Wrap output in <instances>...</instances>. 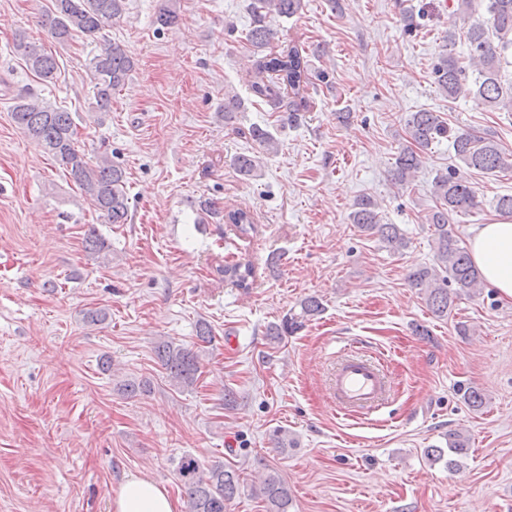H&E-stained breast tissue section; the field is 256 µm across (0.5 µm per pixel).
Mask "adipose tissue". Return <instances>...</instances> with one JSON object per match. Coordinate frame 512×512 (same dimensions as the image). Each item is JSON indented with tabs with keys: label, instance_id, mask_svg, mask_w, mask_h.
Listing matches in <instances>:
<instances>
[{
	"label": "adipose tissue",
	"instance_id": "1",
	"mask_svg": "<svg viewBox=\"0 0 512 512\" xmlns=\"http://www.w3.org/2000/svg\"><path fill=\"white\" fill-rule=\"evenodd\" d=\"M475 266L503 299H512V222L485 224L468 241ZM113 512H175L167 489L147 475L132 474L112 498Z\"/></svg>",
	"mask_w": 512,
	"mask_h": 512
}]
</instances>
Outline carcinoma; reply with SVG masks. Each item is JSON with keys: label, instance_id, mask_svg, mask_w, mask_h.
Listing matches in <instances>:
<instances>
[{"label": "carcinoma", "instance_id": "obj_1", "mask_svg": "<svg viewBox=\"0 0 512 512\" xmlns=\"http://www.w3.org/2000/svg\"><path fill=\"white\" fill-rule=\"evenodd\" d=\"M484 2L486 19L470 25L466 32L468 65H463L449 52L439 54L433 69L435 84L451 99L475 95L492 111L512 112V85L502 84L500 77L501 58L512 50V0ZM302 7L303 0H253V22L246 34V41L254 49L251 91L288 113L290 118L304 107L306 57L296 46L275 53H268L266 49L276 35L273 20L293 17ZM125 9L126 0H53L52 9L41 17L40 26L61 46L76 37L96 42L102 38L105 26L124 16ZM156 21L162 28L179 25V14L169 0H161ZM14 48L36 78L45 82L54 79L58 65L43 44L19 32ZM133 67L134 61L118 44L106 43L100 53L93 56L89 72L96 111H112V93L125 85ZM11 118L67 173L105 223H127L129 197L125 190V172L107 154L96 163H89L75 145L72 113L28 94L17 98ZM406 133V145L397 152L392 169V180L399 186L410 183L419 168L421 153L443 138L452 139L457 159L468 169L482 173L512 170L511 151L504 150L490 137L452 132L435 112L410 113ZM234 164L247 179L257 174L255 156L239 155ZM479 204L474 187L457 171L434 178L433 205L424 219L433 228L437 266L413 269L407 279L411 287L425 296L437 317L448 315L454 298L460 293H469L485 284L468 251L460 247L454 225L450 224L452 216L465 214ZM350 220L360 232L378 237L393 251L407 246V239L398 225L380 223L378 205L369 196L356 200ZM224 221L233 225L240 236L256 231L252 216L242 209L225 213ZM253 277V268L248 263L224 264V279L239 288L250 287ZM300 307V313L286 316L281 323L269 328L267 336L271 341L276 342L300 329L305 320L321 312L322 304L318 298L309 296L302 300ZM155 355L171 386L187 389L197 382L200 361L193 349L163 340L155 347ZM117 390L130 397L140 396L150 392V383L126 379L117 385ZM176 473L187 497L188 512H225L226 504L245 489L239 471L219 461L205 468L195 457L185 455L179 459ZM251 492L265 503L266 512H289L292 505L288 484L274 470L268 471L259 487Z\"/></svg>", "mask_w": 512, "mask_h": 512}]
</instances>
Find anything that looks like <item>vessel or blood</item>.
<instances>
[{
	"instance_id": "1",
	"label": "vessel or blood",
	"mask_w": 512,
	"mask_h": 512,
	"mask_svg": "<svg viewBox=\"0 0 512 512\" xmlns=\"http://www.w3.org/2000/svg\"><path fill=\"white\" fill-rule=\"evenodd\" d=\"M328 387L337 412L354 417L370 416L390 396V382L382 362L352 350L338 355Z\"/></svg>"
}]
</instances>
